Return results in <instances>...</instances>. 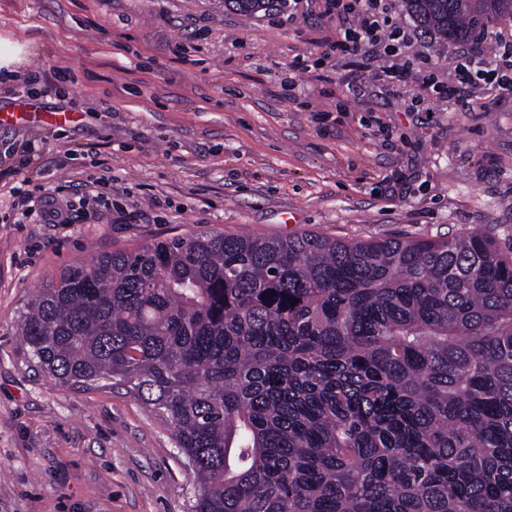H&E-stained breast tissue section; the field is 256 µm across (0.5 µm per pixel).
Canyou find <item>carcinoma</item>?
<instances>
[{
	"mask_svg": "<svg viewBox=\"0 0 512 512\" xmlns=\"http://www.w3.org/2000/svg\"><path fill=\"white\" fill-rule=\"evenodd\" d=\"M404 2L445 39L512 21V0ZM20 336L162 419L193 512H512V252L485 233L112 251L38 289Z\"/></svg>",
	"mask_w": 512,
	"mask_h": 512,
	"instance_id": "cac0c4a2",
	"label": "carcinoma"
}]
</instances>
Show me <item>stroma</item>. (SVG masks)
<instances>
[{"label":"stroma","mask_w":512,"mask_h":512,"mask_svg":"<svg viewBox=\"0 0 512 512\" xmlns=\"http://www.w3.org/2000/svg\"><path fill=\"white\" fill-rule=\"evenodd\" d=\"M319 0H0V512H191L171 430L120 385L36 367L19 325L60 268L200 232L426 239L512 251V93L449 98L461 45L420 33L425 103L327 56ZM44 92L30 94L26 76ZM361 90L349 92L348 81ZM27 101L69 123L16 122ZM53 194L69 224H22Z\"/></svg>","instance_id":"1"}]
</instances>
